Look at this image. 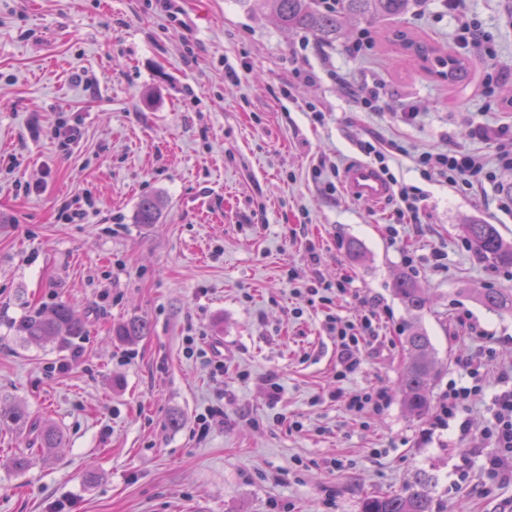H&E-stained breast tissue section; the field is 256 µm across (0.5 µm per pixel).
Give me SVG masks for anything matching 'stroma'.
<instances>
[{
	"label": "stroma",
	"instance_id": "stroma-1",
	"mask_svg": "<svg viewBox=\"0 0 512 512\" xmlns=\"http://www.w3.org/2000/svg\"><path fill=\"white\" fill-rule=\"evenodd\" d=\"M178 4L173 19L158 0H0V406L24 405L63 434L57 458L22 475L0 468V512H361L419 470L435 480L434 512H512V480L491 474L489 449L454 429L429 434V418L406 412L410 317L392 293L405 271L430 290L422 325L443 363L432 393L470 359L486 386L468 417L490 426L512 373V315L471 293L512 288V268L481 259L462 226L497 225L512 243V175L452 190L424 181L411 155L448 145L494 158L496 141L474 129L512 128V0H468L496 56L469 59L456 81L390 41L400 29L457 54L460 19L442 0L349 20L329 44L253 0ZM339 73L377 83L393 111L358 109ZM62 125L78 130L65 150ZM368 133L400 145L391 171L425 196L419 223L394 238L395 199L364 204L341 181ZM145 196L162 201L157 223L137 221ZM69 207L84 223H62ZM342 276L347 293L322 302L316 289ZM60 300L84 336L63 350L23 344L16 324ZM371 308L383 331L337 380L327 317ZM130 320L146 335L119 340ZM376 388L390 403L365 423L333 397ZM219 399L223 421L199 434L197 415Z\"/></svg>",
	"mask_w": 512,
	"mask_h": 512
}]
</instances>
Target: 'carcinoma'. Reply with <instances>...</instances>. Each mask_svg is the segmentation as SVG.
I'll return each mask as SVG.
<instances>
[{"label": "carcinoma", "mask_w": 512, "mask_h": 512, "mask_svg": "<svg viewBox=\"0 0 512 512\" xmlns=\"http://www.w3.org/2000/svg\"><path fill=\"white\" fill-rule=\"evenodd\" d=\"M273 2L279 23L288 29L310 32L325 42L336 39L347 18L358 16L373 20L381 16H398L409 6L410 0H338L334 11L319 7L320 0H256L260 5ZM392 40L404 52L421 60H429L435 53L434 47L413 39L408 33L397 30ZM442 67L440 75L455 80L467 69L461 58H438ZM161 209L160 201L154 197H144L137 207V222L156 223ZM468 241L486 260L502 267H512V243L504 241L497 227L487 223L463 225ZM393 292L413 317L414 324L407 336L405 347L408 362L401 377L403 404L416 418L426 416L432 406L431 392L439 378L437 352L430 336L421 325V317L429 307L425 289L409 274H400L393 285ZM475 300L486 310L499 315H512V288H487L478 293ZM19 338L27 344L42 345L54 343L60 348L68 347L72 340L82 336L83 323L75 317L70 305L60 301L49 314L41 312L28 315L16 325ZM146 323L133 320L116 330L121 340H135L146 334ZM30 428L35 431L37 448L35 453H19L0 460V467L8 472L21 475L32 465L34 454L44 459L53 456L58 448L60 434L50 423H34L29 414L20 406L9 410L0 408V427ZM433 477L424 471L415 473L412 481L400 492L367 498L362 512H433V499L430 487Z\"/></svg>", "instance_id": "1"}]
</instances>
